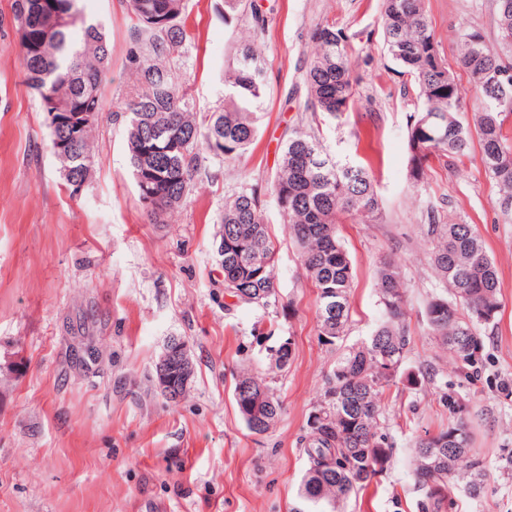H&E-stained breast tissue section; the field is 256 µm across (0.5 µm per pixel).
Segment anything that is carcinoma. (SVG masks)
<instances>
[{"instance_id": "carcinoma-1", "label": "carcinoma", "mask_w": 512, "mask_h": 512, "mask_svg": "<svg viewBox=\"0 0 512 512\" xmlns=\"http://www.w3.org/2000/svg\"><path fill=\"white\" fill-rule=\"evenodd\" d=\"M14 0L13 15L24 33L25 83L39 98L41 111L93 114L84 128L62 122L50 129V147L70 144L60 174L65 186L91 182L94 174L93 131L98 124L101 90L111 49L101 22L85 15L82 0H51L36 12ZM497 45L484 32L468 27L460 35L456 63L477 94L473 127L457 114L466 101L442 58L425 0H382L381 22L387 53L416 89L417 113L408 127L409 177L422 182L433 158L465 154L477 135L484 171L499 187L497 204L512 215V93L505 97L488 83L492 72H512V0H495ZM132 20L128 63L134 91L125 102L126 138L139 201L153 224L178 207L194 190L205 169V154L236 160L256 140L260 112L268 96L264 60L255 39L265 18L248 0H224V21L245 16L251 35L238 40L234 61L224 70V110L198 113L186 102L167 66L187 39L185 0H128ZM315 51L304 83L312 107L332 118L336 94L345 108L355 91L347 63V35L319 24L311 35ZM272 195L299 252L301 266L317 289V325L324 342L340 345L351 319L353 268L338 225L372 217L380 211L367 169L323 156L316 137L294 131L285 143ZM217 254L224 289L237 302L265 309L277 298L275 246L262 193L243 188L227 197ZM425 235L431 264L444 291L425 305L428 326L438 345L450 352L460 371L475 369L484 348L480 331L496 323L501 311L497 267L473 224L445 222L428 213ZM376 291L381 318L371 335L344 351L327 378L323 398L313 405L301 439L309 466L294 512H338L351 495L387 470L393 447L381 431L383 395L403 380L409 386L434 379L435 369L404 371L410 339L405 321L406 295L399 266L380 263ZM245 384L260 404L243 398L236 405L254 434L256 415L277 417L282 404L265 379L244 372ZM453 423L413 444L412 480L431 512L448 508V483L463 475L467 493L481 495L486 478L484 457L473 448L475 413L468 400L444 394Z\"/></svg>"}]
</instances>
